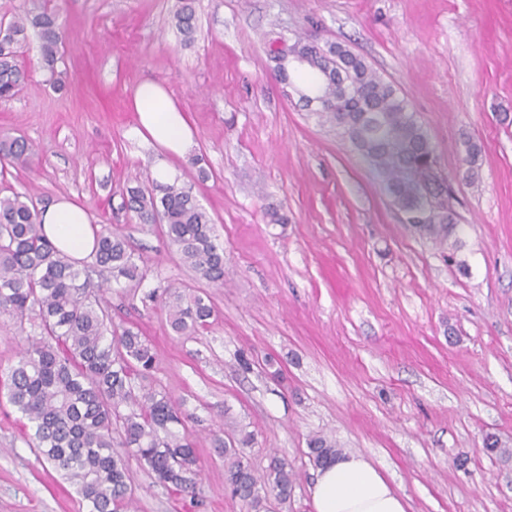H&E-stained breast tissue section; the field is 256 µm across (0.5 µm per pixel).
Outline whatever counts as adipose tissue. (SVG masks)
Segmentation results:
<instances>
[{"label": "adipose tissue", "instance_id": "1", "mask_svg": "<svg viewBox=\"0 0 512 512\" xmlns=\"http://www.w3.org/2000/svg\"><path fill=\"white\" fill-rule=\"evenodd\" d=\"M143 138L167 154L181 157L194 144L185 115L161 84H139L132 96ZM41 229L75 260L88 257L95 228L89 213L74 198L57 197L39 213ZM313 512H406L405 500L381 472L360 453H346L320 467L311 488Z\"/></svg>", "mask_w": 512, "mask_h": 512}]
</instances>
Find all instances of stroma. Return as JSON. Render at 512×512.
<instances>
[{
	"instance_id": "1",
	"label": "stroma",
	"mask_w": 512,
	"mask_h": 512,
	"mask_svg": "<svg viewBox=\"0 0 512 512\" xmlns=\"http://www.w3.org/2000/svg\"><path fill=\"white\" fill-rule=\"evenodd\" d=\"M66 32L65 88L48 83L39 41L28 77L0 101V130L35 154L0 172V193L36 206L76 198L93 224L125 234L144 274L113 284V325L153 344L157 384L184 402L201 466L198 503L129 458L136 512H246L224 484L219 428L255 435L298 473L288 512H312L308 439L369 458L407 512H512V0H194L181 41L175 0H55ZM338 43L409 99L447 180L457 227L439 240L408 224L382 178L275 74L271 44ZM162 84L195 135L173 158L142 138L138 84ZM481 145L464 175L467 142ZM167 164L193 185L224 244V285L207 287L159 225L122 194ZM209 172L197 178L198 168ZM288 217L269 223L268 208ZM207 289L215 312L176 335L163 286ZM0 512H86L25 443L0 395ZM179 6L174 14L175 27L183 36L184 41H191L194 39L196 33L195 26V11L192 6L191 0H179Z\"/></svg>"
}]
</instances>
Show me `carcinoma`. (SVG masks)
<instances>
[{
  "instance_id": "1",
  "label": "carcinoma",
  "mask_w": 512,
  "mask_h": 512,
  "mask_svg": "<svg viewBox=\"0 0 512 512\" xmlns=\"http://www.w3.org/2000/svg\"><path fill=\"white\" fill-rule=\"evenodd\" d=\"M175 27L184 40L196 33L192 0H179ZM33 31L49 81L64 86L62 31L50 0H24L22 9L0 26V100L14 95L27 72L17 46ZM304 60L299 99L318 98L316 115L334 125L382 177L393 202L413 218L447 192L431 176L436 157L427 132L407 98L349 49L320 47L303 38L274 56L276 69L290 81L293 59ZM33 146L22 137L0 135V163L26 164ZM152 188L133 187L122 209L141 224H161L182 261L208 284L224 286V246L193 189L178 181L147 178ZM39 211L29 192L0 196V315L20 333L16 361L0 386L21 415L23 438L43 462L76 488L87 512H131L133 494L126 455L132 454L155 483L176 495L200 496L193 440L185 432L189 415L153 383L156 353L151 342L130 327L109 329L101 304L103 272L141 283L144 274L127 240L105 228L96 235L93 259L79 265L43 234ZM449 210L415 226L449 235L456 226ZM171 329L195 336L210 324L214 309L196 289L167 287L161 294ZM31 331H26V328ZM224 458V481L247 512H270L293 496L296 473L283 456H270L255 470L246 458L254 433L217 435ZM309 457L321 467L341 453L324 435L308 439Z\"/></svg>"
}]
</instances>
